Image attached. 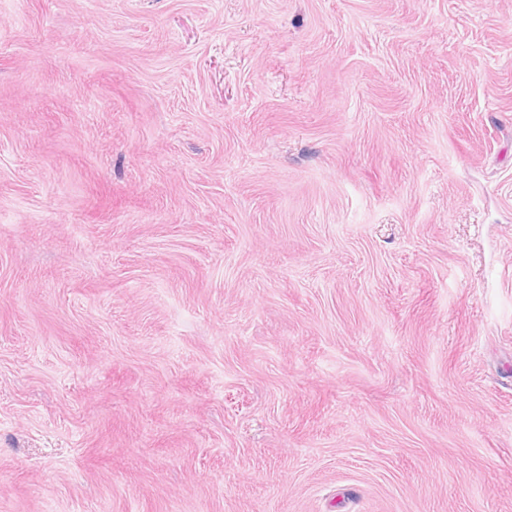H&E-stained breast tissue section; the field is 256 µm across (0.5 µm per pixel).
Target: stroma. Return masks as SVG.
<instances>
[{
  "label": "stroma",
  "mask_w": 512,
  "mask_h": 512,
  "mask_svg": "<svg viewBox=\"0 0 512 512\" xmlns=\"http://www.w3.org/2000/svg\"><path fill=\"white\" fill-rule=\"evenodd\" d=\"M0 512H512V0H0Z\"/></svg>",
  "instance_id": "stroma-1"
}]
</instances>
